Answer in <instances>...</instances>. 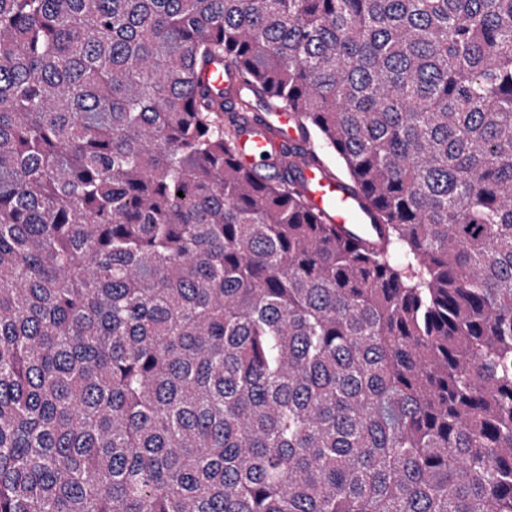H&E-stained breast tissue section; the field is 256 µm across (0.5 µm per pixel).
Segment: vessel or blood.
<instances>
[{"instance_id":"vessel-or-blood-1","label":"vessel or blood","mask_w":512,"mask_h":512,"mask_svg":"<svg viewBox=\"0 0 512 512\" xmlns=\"http://www.w3.org/2000/svg\"><path fill=\"white\" fill-rule=\"evenodd\" d=\"M206 78L214 88L227 94L239 95L246 88L236 70L225 64L211 68ZM308 147L294 114L279 108L242 120L237 157L251 168L277 167L287 163L289 149ZM296 176L311 210L354 234L375 235L371 204L354 194L343 180L320 166H299Z\"/></svg>"}]
</instances>
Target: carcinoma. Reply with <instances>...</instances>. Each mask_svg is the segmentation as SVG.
<instances>
[{"label": "carcinoma", "mask_w": 512, "mask_h": 512, "mask_svg": "<svg viewBox=\"0 0 512 512\" xmlns=\"http://www.w3.org/2000/svg\"><path fill=\"white\" fill-rule=\"evenodd\" d=\"M0 512H512V0H0ZM206 80L216 89L224 91V95H239L247 86L239 74L225 63L218 67H212L206 74ZM288 148H309L294 114L288 109H275L241 121L237 157L243 165L253 169L288 165ZM296 176L309 208L329 224L344 226L357 235L375 236L374 224H370L373 207L343 180L331 176L323 167L302 164Z\"/></svg>", "instance_id": "cac0c4a2"}]
</instances>
